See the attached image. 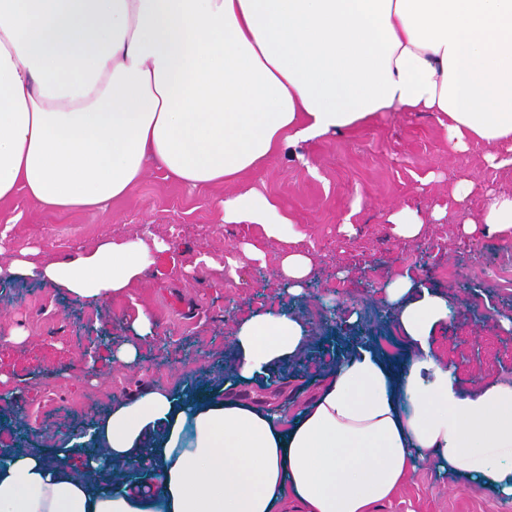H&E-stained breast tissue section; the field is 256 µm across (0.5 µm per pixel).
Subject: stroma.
I'll return each instance as SVG.
<instances>
[{
	"instance_id": "stroma-1",
	"label": "stroma",
	"mask_w": 512,
	"mask_h": 512,
	"mask_svg": "<svg viewBox=\"0 0 512 512\" xmlns=\"http://www.w3.org/2000/svg\"><path fill=\"white\" fill-rule=\"evenodd\" d=\"M487 152L481 144L449 152L436 113L382 112L298 153L282 152L232 185L192 190L153 168L102 210L42 208L22 191L0 202V224L12 226L0 242L1 262L28 248L51 257L94 247L108 235L132 238L145 224L175 258L165 275L149 273L133 298L114 299L101 309L35 281L0 284V335L14 327L28 335L19 345L0 342V373L18 388L13 399L0 400V448H62L117 398L146 388L178 393L217 383L230 355V329L258 311H291L318 329L306 362L284 364L271 374L287 380L288 403L297 405L323 366L354 340L349 333L323 331L327 300L336 299L358 321L377 324L389 352L405 350L384 290L364 283L405 272L451 296L433 349L453 366L458 385L473 389L483 375L512 379V331L499 324L501 313L512 308V289H503L496 277L499 266L512 261V245L457 231L462 212L483 208L487 190L512 194V165L490 166ZM460 178L474 183L461 204L451 197ZM249 189L277 199L303 231L295 247L312 255L314 268L302 294H289L276 272L282 251L277 242L266 244L265 265L242 259L238 279L221 270L240 241L259 234L257 226L224 221L225 196ZM438 204L448 208L441 223L425 225L415 240L394 236L387 221L391 209L426 214ZM347 216L353 222L349 232L342 225ZM202 251L214 266L196 264ZM459 281L465 290L450 292ZM178 301L185 310L175 309ZM139 304L152 310L157 327L152 339L139 344L141 371L134 374L97 341L103 335L116 345L132 339L127 319ZM89 353L98 356L101 375L95 380L80 371ZM378 512H512V501L492 490L473 494L467 481L424 464Z\"/></svg>"
}]
</instances>
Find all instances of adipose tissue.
<instances>
[{"instance_id":"obj_1","label":"adipose tissue","mask_w":512,"mask_h":512,"mask_svg":"<svg viewBox=\"0 0 512 512\" xmlns=\"http://www.w3.org/2000/svg\"><path fill=\"white\" fill-rule=\"evenodd\" d=\"M434 112L450 150L488 148L512 164V0H0V202L102 209L148 168L189 188L237 182L283 149L369 122ZM401 208L395 236L445 219ZM224 221L254 224L242 253L297 294L313 259L278 202L227 196ZM462 234L512 242V195L489 192ZM167 245L151 225L57 258L20 252L0 281L35 280L93 307L131 296ZM409 343L382 353L357 342L296 414L240 388L301 357V317L262 311L236 322L223 386L120 399L76 447L10 448L0 512H376L431 463L475 490L512 497V382L463 391L432 348L448 298L407 276L386 291ZM134 341L115 360L139 369L156 320L137 306Z\"/></svg>"}]
</instances>
